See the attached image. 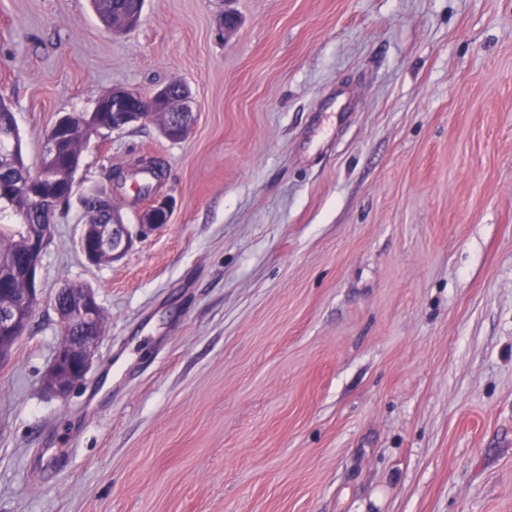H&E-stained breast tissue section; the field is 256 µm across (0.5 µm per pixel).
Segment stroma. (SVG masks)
<instances>
[{"mask_svg": "<svg viewBox=\"0 0 512 512\" xmlns=\"http://www.w3.org/2000/svg\"><path fill=\"white\" fill-rule=\"evenodd\" d=\"M174 79L189 135L91 134L75 187L156 160L168 223L93 264L77 197L52 218L0 512H512V0H144L121 34L0 0L30 170L61 116ZM68 283L105 323L59 399Z\"/></svg>", "mask_w": 512, "mask_h": 512, "instance_id": "1", "label": "stroma"}]
</instances>
